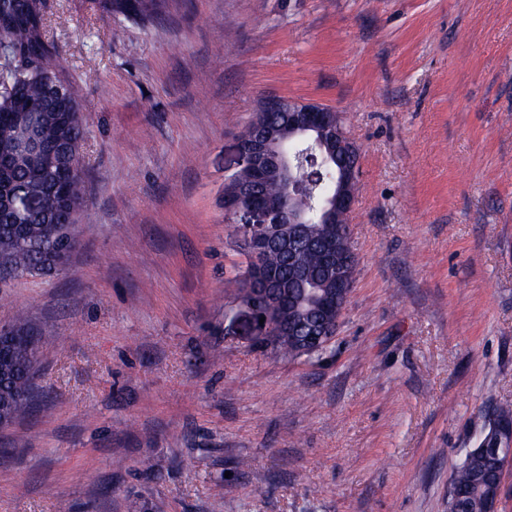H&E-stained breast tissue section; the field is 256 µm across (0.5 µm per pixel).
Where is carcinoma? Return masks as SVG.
<instances>
[{"mask_svg":"<svg viewBox=\"0 0 512 512\" xmlns=\"http://www.w3.org/2000/svg\"><path fill=\"white\" fill-rule=\"evenodd\" d=\"M165 0H101L102 9L109 14H121L136 21L158 16ZM7 31V52L10 64L0 65V163L14 166L10 176V206L0 210V277L20 278L35 276L66 264L70 254L62 249V224L71 220L70 214L60 208L61 195L73 204L84 203L83 175H70L57 153L37 158L22 149L26 124L17 119V112L25 103L44 107L42 129L49 148L64 144L67 153L82 158L86 132L80 106L79 86L61 77L62 58L52 47L45 34V15L42 0H0V29ZM65 87L68 103L67 117L47 98V89L53 82ZM272 123L288 128V113L258 112L246 126L240 141H250L256 123ZM298 189L293 196L283 192L281 184L273 179L265 185L266 197L274 202H289L306 217L304 230L314 246L303 249L297 256V265H286V259L277 252L267 254L265 269L278 279L288 282V289H273L278 298L263 313L275 319L274 333L267 337L271 353L300 357L296 337L283 334L306 309L300 303L301 288H321L327 280L321 257L315 245L336 240L346 254L345 273L349 282H355L357 255L352 237L347 233L348 216L338 213L326 219L330 199L336 191L338 162L327 160L325 149L314 137L292 139L287 142ZM41 196L45 209L33 211L27 201ZM246 266L235 279L234 295L237 300L248 298L246 285L253 265L249 248H244ZM24 335L7 348L0 359V401L7 402L5 416L14 422L30 407L34 389L35 368L33 357L42 353L44 342L34 334L27 322L13 323ZM496 465L477 454L467 452L464 461L453 472L451 484L465 494L461 504L463 512H489L497 486L479 479L482 472H494Z\"/></svg>","mask_w":512,"mask_h":512,"instance_id":"1","label":"carcinoma"}]
</instances>
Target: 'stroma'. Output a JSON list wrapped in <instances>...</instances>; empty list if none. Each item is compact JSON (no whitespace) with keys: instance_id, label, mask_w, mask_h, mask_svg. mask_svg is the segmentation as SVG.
<instances>
[{"instance_id":"35a3bbf8","label":"stroma","mask_w":512,"mask_h":512,"mask_svg":"<svg viewBox=\"0 0 512 512\" xmlns=\"http://www.w3.org/2000/svg\"><path fill=\"white\" fill-rule=\"evenodd\" d=\"M83 89L78 245L0 283L50 347L0 512H448L512 408V0H46ZM279 96L358 148V275L319 356L232 300L237 133ZM165 0H102V9L125 18L145 21L157 17L164 8Z\"/></svg>"}]
</instances>
